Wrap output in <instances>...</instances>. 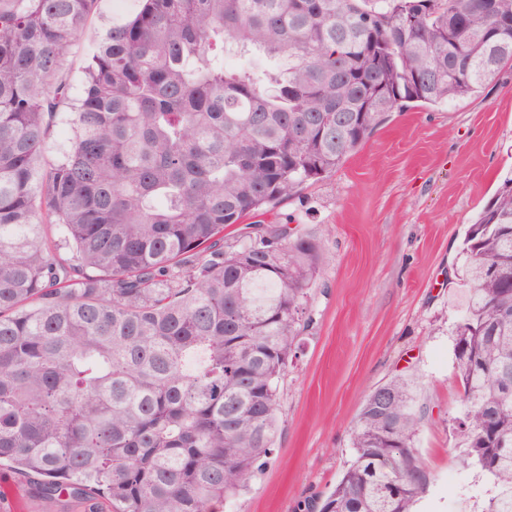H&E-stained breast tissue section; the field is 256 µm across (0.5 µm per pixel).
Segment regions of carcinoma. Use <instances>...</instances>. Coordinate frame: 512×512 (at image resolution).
I'll return each mask as SVG.
<instances>
[{"label":"carcinoma","mask_w":512,"mask_h":512,"mask_svg":"<svg viewBox=\"0 0 512 512\" xmlns=\"http://www.w3.org/2000/svg\"><path fill=\"white\" fill-rule=\"evenodd\" d=\"M0 0V461L74 512H224L273 454L323 246L224 231L335 171L390 112L512 63V0ZM262 55L277 68L230 66ZM68 149L42 164L50 130ZM451 331L460 459L512 512V176L470 224ZM424 410L365 398L320 512H413ZM139 7V0H98L88 28L74 47L70 57L68 81L72 86L73 94H77L80 88L86 60L93 47L95 36L103 32L112 21L132 16Z\"/></svg>","instance_id":"obj_1"}]
</instances>
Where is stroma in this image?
<instances>
[{"label": "stroma", "instance_id": "obj_1", "mask_svg": "<svg viewBox=\"0 0 512 512\" xmlns=\"http://www.w3.org/2000/svg\"><path fill=\"white\" fill-rule=\"evenodd\" d=\"M139 0H97L73 49L79 88L95 36ZM512 171V67L480 94L390 113L335 171L257 216L322 240L312 321L280 386L275 450L224 512H313L353 457L365 396L397 375L420 384L416 441L431 478L416 512H482L494 488L462 465L452 420L464 409L450 331L466 230ZM0 512H69L0 462Z\"/></svg>", "mask_w": 512, "mask_h": 512}]
</instances>
